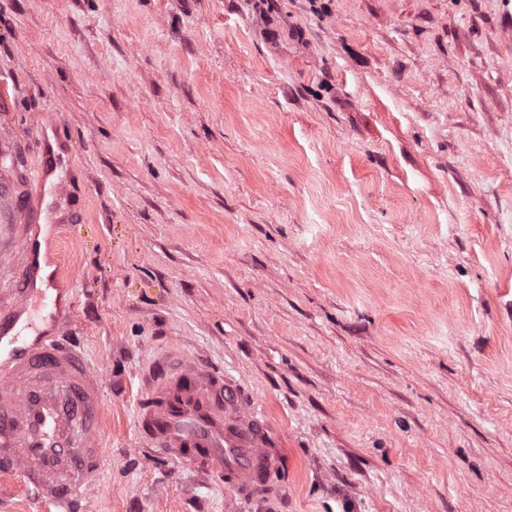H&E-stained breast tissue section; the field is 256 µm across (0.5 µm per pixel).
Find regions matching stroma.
<instances>
[{
    "instance_id": "35a3bbf8",
    "label": "stroma",
    "mask_w": 512,
    "mask_h": 512,
    "mask_svg": "<svg viewBox=\"0 0 512 512\" xmlns=\"http://www.w3.org/2000/svg\"><path fill=\"white\" fill-rule=\"evenodd\" d=\"M0 75V195L65 131L79 512H512V0H0ZM165 352L268 422L252 501L139 447Z\"/></svg>"
}]
</instances>
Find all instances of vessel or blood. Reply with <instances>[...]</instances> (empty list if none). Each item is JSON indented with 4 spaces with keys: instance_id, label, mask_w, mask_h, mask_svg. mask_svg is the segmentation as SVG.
Masks as SVG:
<instances>
[{
    "instance_id": "vessel-or-blood-1",
    "label": "vessel or blood",
    "mask_w": 512,
    "mask_h": 512,
    "mask_svg": "<svg viewBox=\"0 0 512 512\" xmlns=\"http://www.w3.org/2000/svg\"><path fill=\"white\" fill-rule=\"evenodd\" d=\"M54 173L48 158L30 178L33 191L21 203L25 232L17 241L20 284L0 307V471L58 512H75L84 491L100 482L105 399L99 376L76 348L41 333L46 317L29 309L33 298L58 286L56 274H43L32 234L47 189L65 190ZM148 385L146 447L224 482L237 500L269 488L276 472L269 433L222 373L171 355L157 362Z\"/></svg>"
}]
</instances>
